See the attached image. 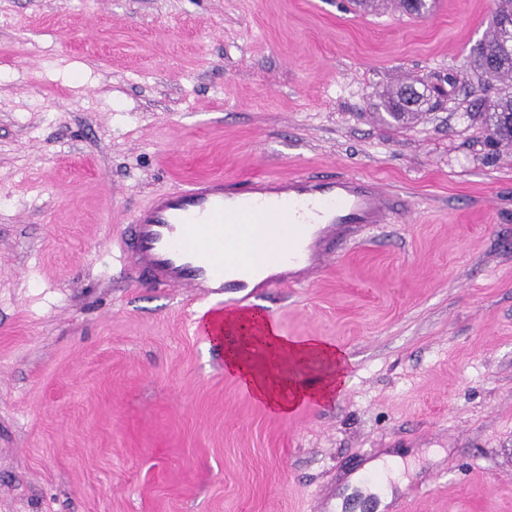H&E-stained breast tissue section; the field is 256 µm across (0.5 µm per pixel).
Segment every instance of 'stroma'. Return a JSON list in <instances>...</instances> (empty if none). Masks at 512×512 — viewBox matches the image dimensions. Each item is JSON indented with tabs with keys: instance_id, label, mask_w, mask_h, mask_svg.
Returning <instances> with one entry per match:
<instances>
[{
	"instance_id": "35a3bbf8",
	"label": "stroma",
	"mask_w": 512,
	"mask_h": 512,
	"mask_svg": "<svg viewBox=\"0 0 512 512\" xmlns=\"http://www.w3.org/2000/svg\"><path fill=\"white\" fill-rule=\"evenodd\" d=\"M494 0H0V512H512V146L470 68ZM423 92L409 123L380 96ZM357 173L407 202L257 309L342 392H242L206 304L133 285V213L192 173ZM402 462L392 500L357 488Z\"/></svg>"
}]
</instances>
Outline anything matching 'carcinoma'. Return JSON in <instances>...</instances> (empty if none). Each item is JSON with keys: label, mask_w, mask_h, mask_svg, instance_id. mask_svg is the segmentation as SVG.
<instances>
[{"label": "carcinoma", "mask_w": 512, "mask_h": 512, "mask_svg": "<svg viewBox=\"0 0 512 512\" xmlns=\"http://www.w3.org/2000/svg\"><path fill=\"white\" fill-rule=\"evenodd\" d=\"M493 34L480 45L470 60L473 70L490 81H512V0H496ZM414 91L411 84H402L383 95L379 109L400 121L414 114L404 106L406 94ZM486 124L493 143L512 145V93H500L486 113Z\"/></svg>", "instance_id": "cac0c4a2"}]
</instances>
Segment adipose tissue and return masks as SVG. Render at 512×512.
<instances>
[{
  "label": "adipose tissue",
  "mask_w": 512,
  "mask_h": 512,
  "mask_svg": "<svg viewBox=\"0 0 512 512\" xmlns=\"http://www.w3.org/2000/svg\"><path fill=\"white\" fill-rule=\"evenodd\" d=\"M205 331L224 352V369L256 400L287 414L311 401L327 402L347 381L342 347L316 337L283 336L276 323L257 313L229 312L208 319ZM316 363L324 373L312 382L279 374L282 365Z\"/></svg>",
  "instance_id": "adipose-tissue-1"
}]
</instances>
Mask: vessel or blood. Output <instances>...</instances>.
<instances>
[{
  "mask_svg": "<svg viewBox=\"0 0 512 512\" xmlns=\"http://www.w3.org/2000/svg\"><path fill=\"white\" fill-rule=\"evenodd\" d=\"M401 206L363 175H197L135 211L121 260L132 279L248 308L272 289L309 286L339 243L372 225L395 223ZM276 235L287 245L269 262L223 258L225 243L260 250Z\"/></svg>",
  "mask_w": 512,
  "mask_h": 512,
  "instance_id": "vessel-or-blood-1",
  "label": "vessel or blood"
}]
</instances>
